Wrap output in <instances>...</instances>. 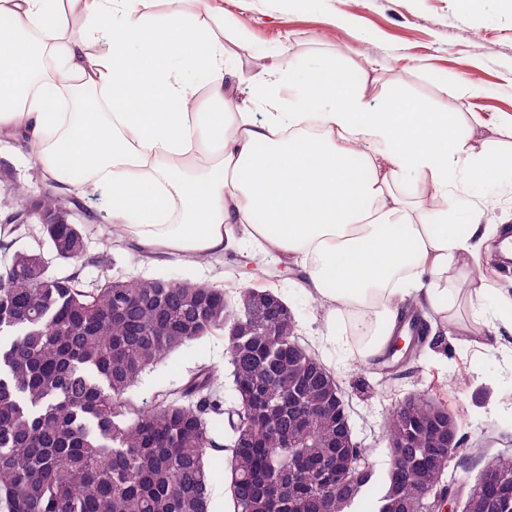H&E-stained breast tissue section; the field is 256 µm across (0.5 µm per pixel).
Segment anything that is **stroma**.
Wrapping results in <instances>:
<instances>
[{
    "label": "stroma",
    "instance_id": "1",
    "mask_svg": "<svg viewBox=\"0 0 512 512\" xmlns=\"http://www.w3.org/2000/svg\"><path fill=\"white\" fill-rule=\"evenodd\" d=\"M223 6L250 30L247 42L224 40L242 81L238 97H246V82L279 52H287L301 67L330 57L357 75L367 100L399 93L424 105L445 107L463 113L460 132L478 150L512 148V129L501 124L504 116L512 115V0H472L468 5L463 0H315L309 9L295 6L292 0H223ZM334 13L353 17V25H325L324 17ZM451 71L472 75L480 87L478 96L459 98L446 78ZM0 160L14 168L17 182L37 193L45 190L22 140L1 139ZM468 194L487 207L493 222L512 217V169L503 168L492 179L471 181ZM83 202L91 212L84 221L87 253L81 274L85 280L165 278L218 284L229 292L252 281L254 265L241 250L201 263L180 256L153 260L126 238L112 235L96 197H84ZM267 282L293 313L300 344L318 355L335 376L350 414L352 438L365 448L377 474H385L391 463L382 432L386 411L409 394L430 391L433 376H447L461 365L469 371L461 396L469 413L460 431L462 446L485 447L491 458L512 456V416L491 410L494 404L512 403V372L503 353H479L440 334L423 338L409 359L396 356L365 365L350 340L322 339L321 310L303 292L298 267L270 263ZM203 367L217 371L220 398L225 407H232L230 366L220 335L169 355L142 376L131 395L138 405L151 406L158 394L180 386ZM213 429L222 449L214 454L211 512H233L225 464L226 420L215 421Z\"/></svg>",
    "mask_w": 512,
    "mask_h": 512
}]
</instances>
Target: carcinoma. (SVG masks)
<instances>
[{
	"label": "carcinoma",
	"mask_w": 512,
	"mask_h": 512,
	"mask_svg": "<svg viewBox=\"0 0 512 512\" xmlns=\"http://www.w3.org/2000/svg\"><path fill=\"white\" fill-rule=\"evenodd\" d=\"M0 181L15 201L31 202L48 224H5L31 246L12 253L0 274V512H210V450L217 447L208 414L227 415L234 512H356L373 484L363 453L341 448L347 411L336 380L296 339L293 314L270 288L224 287L175 279L113 277L87 285L75 271L49 272L41 247L74 266L85 256L83 225L65 223L66 198L33 195ZM234 369L235 404L260 390L242 414L212 399L220 379L203 367L149 409L130 395L142 375L170 353L224 325ZM298 400L288 406V392ZM317 407L312 416L298 408ZM463 404L450 409L428 394L405 397L383 421L389 454L421 457L387 473L373 512H422L434 500L422 490L443 478L422 450L442 433L460 431ZM480 460V447L447 449ZM340 455L349 479L326 496L324 467ZM496 493L477 483L462 512H512V458L487 464Z\"/></svg>",
	"instance_id": "carcinoma-1"
}]
</instances>
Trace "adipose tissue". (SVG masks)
<instances>
[{
	"instance_id": "adipose-tissue-1",
	"label": "adipose tissue",
	"mask_w": 512,
	"mask_h": 512,
	"mask_svg": "<svg viewBox=\"0 0 512 512\" xmlns=\"http://www.w3.org/2000/svg\"><path fill=\"white\" fill-rule=\"evenodd\" d=\"M188 2L153 20L147 0H0V136L26 138L58 192L97 195L153 256L236 246L293 262L325 310V340L367 327L362 363L407 335L412 307L428 335L512 354V295L487 309L494 287L474 274L501 227L477 203L466 231L448 221L467 181L502 168L459 134L460 113L402 96L371 104L326 60L272 62L249 101L229 102L224 17ZM202 71L217 111L198 107ZM287 81L300 92L283 110ZM459 297L471 323L454 315Z\"/></svg>"
}]
</instances>
